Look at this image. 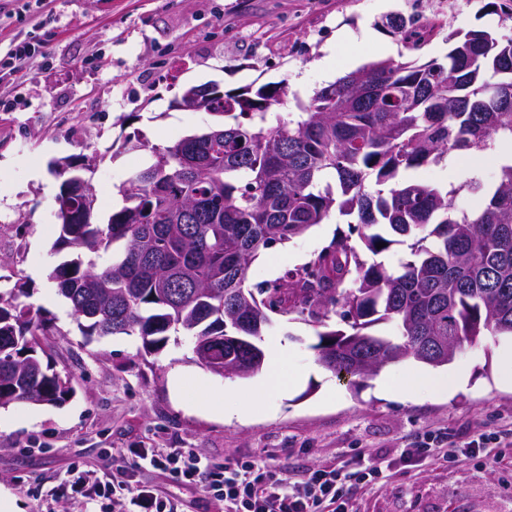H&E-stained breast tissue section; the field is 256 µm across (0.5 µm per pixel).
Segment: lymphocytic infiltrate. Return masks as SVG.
I'll return each instance as SVG.
<instances>
[{"mask_svg": "<svg viewBox=\"0 0 512 512\" xmlns=\"http://www.w3.org/2000/svg\"><path fill=\"white\" fill-rule=\"evenodd\" d=\"M151 467L184 484L208 476V491L224 512H355L358 490L377 484L383 462L357 458L353 468L322 465L292 479L287 465H261L228 458L212 470L191 448H161L148 456Z\"/></svg>", "mask_w": 512, "mask_h": 512, "instance_id": "1", "label": "lymphocytic infiltrate"}]
</instances>
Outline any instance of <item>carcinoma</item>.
<instances>
[{
  "label": "carcinoma",
  "instance_id": "1",
  "mask_svg": "<svg viewBox=\"0 0 512 512\" xmlns=\"http://www.w3.org/2000/svg\"><path fill=\"white\" fill-rule=\"evenodd\" d=\"M427 36L393 33L411 51ZM450 50L424 63L380 60L316 90L296 112H275L288 86L211 100L218 120L164 149L129 180L123 205L94 222L78 170L55 200L57 250L74 258L50 273L87 336L136 335L144 352L171 334L210 343L261 339L270 314H298L326 326L341 309L349 330L317 333L319 362L336 374L366 376L405 359L439 367L487 334L512 335V163L493 189L472 177L444 188L404 178L448 153L471 155L512 141V35L448 32ZM462 191L484 193L459 212ZM351 218L375 255L401 238L394 269L367 264L346 240L279 278L247 285L266 249L324 223ZM382 243L384 247L377 248ZM23 284L0 290V408L61 404L68 377L43 362L38 337L50 324L20 301ZM383 322L395 338L371 329Z\"/></svg>",
  "mask_w": 512,
  "mask_h": 512
}]
</instances>
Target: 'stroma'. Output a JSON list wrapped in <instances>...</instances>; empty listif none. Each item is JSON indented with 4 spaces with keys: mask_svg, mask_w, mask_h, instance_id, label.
Wrapping results in <instances>:
<instances>
[{
    "mask_svg": "<svg viewBox=\"0 0 512 512\" xmlns=\"http://www.w3.org/2000/svg\"><path fill=\"white\" fill-rule=\"evenodd\" d=\"M432 0L447 27L496 28L512 0ZM0 21V51L35 47L25 68L0 80V282L27 283L25 301L50 332L39 339L44 358L70 380L59 405L13 404L0 409V497L12 512H76L62 488L75 478L127 480L158 493L178 512H217L205 483L184 485L145 463L154 448H194L211 465L245 456L301 470L345 463L359 454L388 461L381 482L358 491L357 512H512V463L459 456L401 466L402 449L426 433L465 446L487 430L512 427V379L501 371L511 336H484L453 360L465 383L452 394L422 388L397 394L420 369L412 359L348 382L318 361L316 325L298 315L274 316L260 347L288 346L281 375L299 374L288 394L258 396L265 375L220 376L196 362L189 337H170L146 354L136 336H87L72 318L49 274L69 259L56 252L55 163L93 158L97 221L121 204L130 177L164 148L214 121L207 112L176 107L193 86L216 83L241 90L283 82L308 100L326 86L320 62L338 75L364 62L397 61L411 52L387 26L407 17L408 0H14ZM149 144L114 151L127 134ZM498 149L449 154L442 165L412 171L440 186L475 172L485 185L498 173ZM345 217L265 250L248 270L249 284L272 280L314 259L339 236ZM391 392H383L381 382Z\"/></svg>",
    "mask_w": 512,
    "mask_h": 512,
    "instance_id": "1",
    "label": "stroma"
}]
</instances>
